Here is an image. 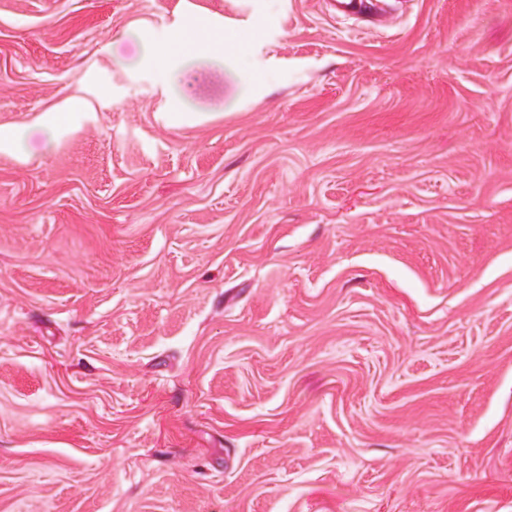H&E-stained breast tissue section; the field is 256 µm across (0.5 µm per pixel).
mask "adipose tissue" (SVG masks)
Returning <instances> with one entry per match:
<instances>
[{
  "label": "adipose tissue",
  "mask_w": 512,
  "mask_h": 512,
  "mask_svg": "<svg viewBox=\"0 0 512 512\" xmlns=\"http://www.w3.org/2000/svg\"><path fill=\"white\" fill-rule=\"evenodd\" d=\"M223 53V28L206 16L189 13L171 29L164 41L153 45L145 62L160 73L164 82L170 83L176 80L186 55L208 59Z\"/></svg>",
  "instance_id": "ef3b65f1"
}]
</instances>
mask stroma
<instances>
[{
  "label": "stroma",
  "instance_id": "1",
  "mask_svg": "<svg viewBox=\"0 0 512 512\" xmlns=\"http://www.w3.org/2000/svg\"><path fill=\"white\" fill-rule=\"evenodd\" d=\"M388 10L0 0V512H512V0ZM187 54L200 59L221 56L224 61V29L204 15L186 14L164 41L153 45L145 62L161 74L169 89V83L176 80ZM85 100L78 97L70 98L63 108L45 112L40 121V129L47 136V144L60 131L74 122L86 111ZM29 135L27 128L0 127V152H16Z\"/></svg>",
  "mask_w": 512,
  "mask_h": 512
}]
</instances>
